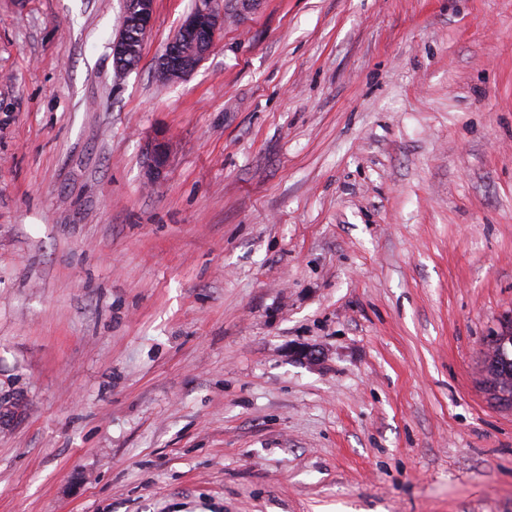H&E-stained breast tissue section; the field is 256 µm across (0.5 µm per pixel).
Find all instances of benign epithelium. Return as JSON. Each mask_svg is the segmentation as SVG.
I'll return each mask as SVG.
<instances>
[{
    "mask_svg": "<svg viewBox=\"0 0 512 512\" xmlns=\"http://www.w3.org/2000/svg\"><path fill=\"white\" fill-rule=\"evenodd\" d=\"M136 20L134 28L121 26L112 41L115 68L122 70L123 61L133 53L135 41H142L154 22L155 0H134ZM224 19L223 0H196L192 13L181 22L180 34L166 45L159 58L157 77L163 83L176 82L188 76L199 66L212 49ZM169 142L155 139L146 148L149 179L162 176L167 166Z\"/></svg>",
    "mask_w": 512,
    "mask_h": 512,
    "instance_id": "benign-epithelium-1",
    "label": "benign epithelium"
}]
</instances>
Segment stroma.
I'll return each mask as SVG.
<instances>
[{"mask_svg":"<svg viewBox=\"0 0 512 512\" xmlns=\"http://www.w3.org/2000/svg\"><path fill=\"white\" fill-rule=\"evenodd\" d=\"M0 0V512H512V0ZM172 151L149 183L146 146ZM135 2L136 20L129 25L128 18L122 16V25L119 32L112 41V56L114 59L115 68L118 71H123V61L133 53V41L142 43V39L146 37L151 30L154 22L155 14V1L154 0H127ZM134 30L138 32L135 34L130 31V26H134ZM223 19V0H197L192 13L182 20L180 34L167 43L159 58V80L176 82L194 72L212 49ZM504 335H510V339L501 343ZM490 342L492 354L486 366L488 390L494 399L512 408V326L490 338Z\"/></svg>","mask_w":512,"mask_h":512,"instance_id":"35a3bbf8","label":"stroma"}]
</instances>
